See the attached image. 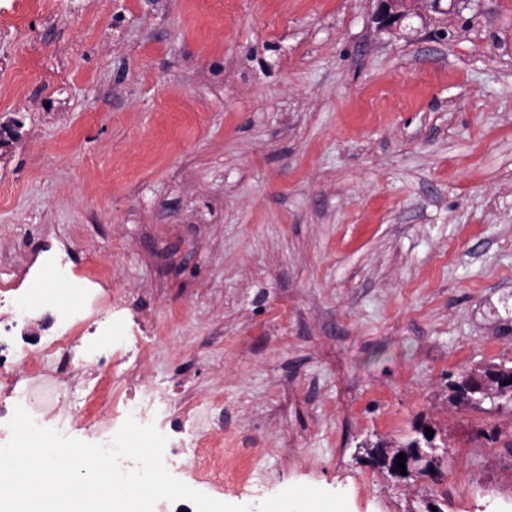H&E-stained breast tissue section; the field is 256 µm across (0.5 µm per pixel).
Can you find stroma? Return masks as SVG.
Listing matches in <instances>:
<instances>
[{
    "mask_svg": "<svg viewBox=\"0 0 512 512\" xmlns=\"http://www.w3.org/2000/svg\"><path fill=\"white\" fill-rule=\"evenodd\" d=\"M377 8L0 0V423L25 390L97 444L149 398L221 502L512 512V401L446 388L512 363V0ZM420 426L438 479L364 449Z\"/></svg>",
    "mask_w": 512,
    "mask_h": 512,
    "instance_id": "35a3bbf8",
    "label": "stroma"
}]
</instances>
